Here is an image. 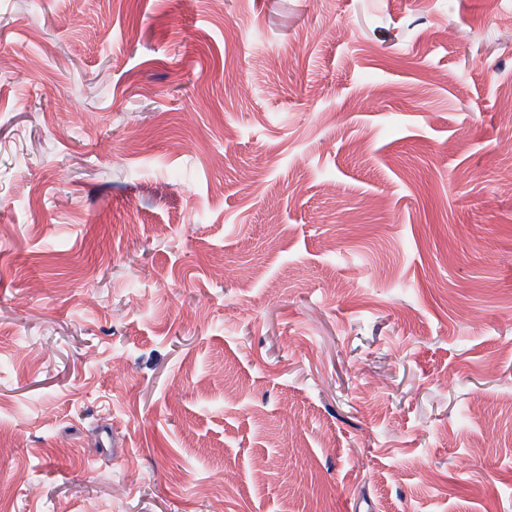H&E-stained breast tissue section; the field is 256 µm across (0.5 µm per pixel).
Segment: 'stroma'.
<instances>
[{
	"mask_svg": "<svg viewBox=\"0 0 512 512\" xmlns=\"http://www.w3.org/2000/svg\"><path fill=\"white\" fill-rule=\"evenodd\" d=\"M511 100L503 0H0V512H512Z\"/></svg>",
	"mask_w": 512,
	"mask_h": 512,
	"instance_id": "stroma-1",
	"label": "stroma"
}]
</instances>
